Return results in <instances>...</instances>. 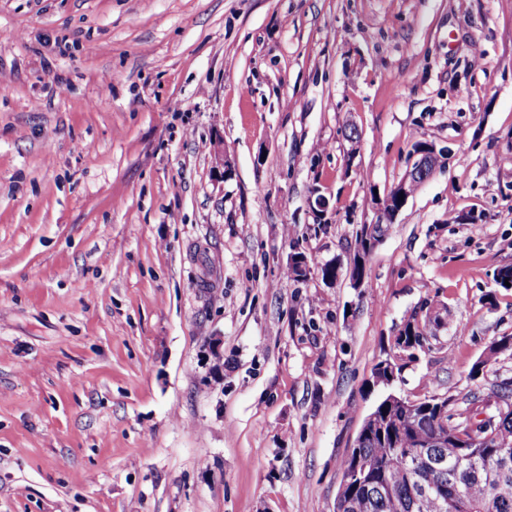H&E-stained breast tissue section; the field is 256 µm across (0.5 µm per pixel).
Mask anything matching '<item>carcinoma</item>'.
Instances as JSON below:
<instances>
[{"mask_svg": "<svg viewBox=\"0 0 512 512\" xmlns=\"http://www.w3.org/2000/svg\"><path fill=\"white\" fill-rule=\"evenodd\" d=\"M388 229L364 224L358 244ZM437 321L427 312L406 322L395 341L401 358L414 357ZM511 383L504 378L493 385L487 400L502 403L503 410L477 423L483 442L462 449L461 457L450 451L470 437L467 411L454 409L447 398L381 400L344 463L346 472L359 465V477L336 496L333 512H512ZM419 438L431 447H418Z\"/></svg>", "mask_w": 512, "mask_h": 512, "instance_id": "obj_1", "label": "carcinoma"}]
</instances>
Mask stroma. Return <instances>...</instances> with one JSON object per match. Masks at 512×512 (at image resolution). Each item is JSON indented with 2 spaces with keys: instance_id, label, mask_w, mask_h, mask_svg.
<instances>
[{
  "instance_id": "stroma-1",
  "label": "stroma",
  "mask_w": 512,
  "mask_h": 512,
  "mask_svg": "<svg viewBox=\"0 0 512 512\" xmlns=\"http://www.w3.org/2000/svg\"><path fill=\"white\" fill-rule=\"evenodd\" d=\"M504 267L512 0H0V512H333L386 393L512 377ZM426 146L428 145L420 142L415 146L414 152H418L420 149ZM418 154L421 155V157L417 161L413 170L405 179H403L394 187V193L387 196L385 203H382L380 208L381 214L383 215L382 219L379 220L378 224H375L373 228H371L368 224L362 225L360 233L357 236V241L363 249L365 248V243L367 241L371 239H377L378 237H382L387 233L390 224H383V220L384 218L389 217L391 214L395 217L407 201V183L423 182L431 176L434 170L431 169V158L434 157V149L432 147H428L419 151ZM400 197H404V200H400ZM438 319L437 315L431 316L430 309H428L423 318L418 319L415 316L412 320L406 322L395 341L397 352L401 354L399 360L414 357V352L422 346L432 324H436Z\"/></svg>"
}]
</instances>
